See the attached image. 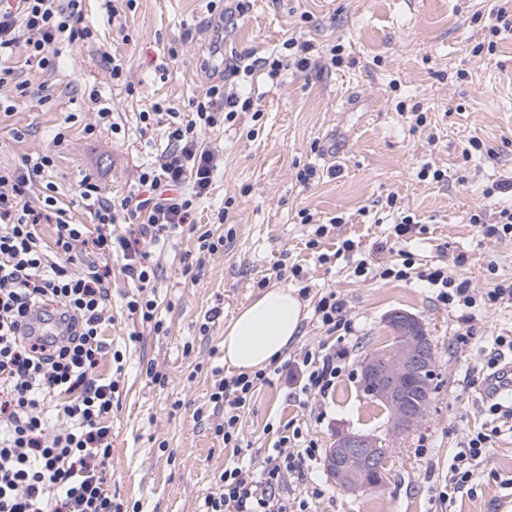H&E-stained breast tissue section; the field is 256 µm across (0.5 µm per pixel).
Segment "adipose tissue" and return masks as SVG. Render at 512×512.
Segmentation results:
<instances>
[{"label":"adipose tissue","instance_id":"1","mask_svg":"<svg viewBox=\"0 0 512 512\" xmlns=\"http://www.w3.org/2000/svg\"><path fill=\"white\" fill-rule=\"evenodd\" d=\"M305 317L296 289L278 285L239 308L224 328V362L252 373L278 360L295 340Z\"/></svg>","mask_w":512,"mask_h":512}]
</instances>
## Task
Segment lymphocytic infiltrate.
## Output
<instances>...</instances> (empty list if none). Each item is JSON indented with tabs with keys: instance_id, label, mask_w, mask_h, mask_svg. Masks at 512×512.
<instances>
[{
	"instance_id": "lymphocytic-infiltrate-1",
	"label": "lymphocytic infiltrate",
	"mask_w": 512,
	"mask_h": 512,
	"mask_svg": "<svg viewBox=\"0 0 512 512\" xmlns=\"http://www.w3.org/2000/svg\"><path fill=\"white\" fill-rule=\"evenodd\" d=\"M81 2L25 0L18 12L0 0V58H12L20 47L29 70L52 68L55 45L87 32ZM252 106L250 98L215 84L197 103L195 119L170 122L165 150L155 165L142 169L136 191L119 205L139 220L130 237L101 232L92 237L85 225L56 219L54 196H46L36 208L25 202L30 183L53 168L51 152L26 157L15 168H0V512H124L106 492L102 470L112 450L106 420L119 383L102 374L100 366L104 358L116 363L123 358L104 336L110 322L111 271L84 265L83 249L123 259L124 274L140 290L138 298L126 303L130 316L162 330L157 304L147 294L158 273L151 248L192 223L195 201L210 192L219 158L202 146L200 132L221 121L233 122L238 112ZM50 219L56 222V240L49 253L40 243L38 226ZM379 276L424 282L437 289L443 304L464 309L466 321L474 319L476 300L468 282L456 281L444 268L418 267L407 254ZM47 310L67 324L66 336L51 342L25 331L34 312ZM345 356L342 350L303 352L296 362L301 393L327 394ZM269 380V371L259 370L214 381L210 400L221 415L214 433L225 445H238L241 414L257 385ZM61 396L69 399L62 407L69 424L53 432L49 404ZM488 413L494 420L491 431L471 436L454 455L441 502H454L472 482L474 461L491 448L494 437L512 431V407L493 398ZM319 454L315 443L300 447L281 433L261 469L241 465L220 474L215 491L204 498V512H290L285 479L303 477Z\"/></svg>"
}]
</instances>
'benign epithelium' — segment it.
<instances>
[{
  "label": "benign epithelium",
  "instance_id": "obj_1",
  "mask_svg": "<svg viewBox=\"0 0 512 512\" xmlns=\"http://www.w3.org/2000/svg\"><path fill=\"white\" fill-rule=\"evenodd\" d=\"M386 323L393 333L389 344L371 352L360 370L361 390L384 406L389 433L398 438L418 428L426 419V401L410 400L413 388L426 396L436 367V349L422 321L396 310ZM388 444L381 437L362 431H341L325 456V469L339 489L355 494L373 483L386 481L382 469Z\"/></svg>",
  "mask_w": 512,
  "mask_h": 512
}]
</instances>
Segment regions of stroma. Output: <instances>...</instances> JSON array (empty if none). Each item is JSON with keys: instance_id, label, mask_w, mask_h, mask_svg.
<instances>
[{"instance_id": "obj_1", "label": "stroma", "mask_w": 512, "mask_h": 512, "mask_svg": "<svg viewBox=\"0 0 512 512\" xmlns=\"http://www.w3.org/2000/svg\"><path fill=\"white\" fill-rule=\"evenodd\" d=\"M496 0H83L87 37L59 46L58 65L29 75L31 89L16 99L13 83L0 85V167L53 148L56 166L28 196L36 203L53 191L66 218L91 224L79 198L83 179L104 197L120 201L136 187L141 170L167 145V118L144 124L161 104L191 119L198 100L216 84L217 63L252 62L285 55L294 37L311 45L316 67L282 71L274 79L257 71L244 90L259 117L206 129L204 146L224 160L209 195L196 201L197 226L223 236L204 273L182 274V256L196 235L181 229L160 244L154 296L162 331L127 318L123 297L136 287L122 262L100 257L112 271V322L105 335L124 350L122 367L104 359L101 371L120 372V395L107 420L112 452L105 461L107 492L125 512H199L225 467L238 460L212 429V371L223 367L224 327L262 286L292 285L278 267L300 266L308 311L296 340L278 359L280 375L258 386L241 417L240 440L253 466H261L279 429L302 432L327 449L340 430L388 434V418L359 389L363 359L389 343L387 315L410 312L436 345L435 391L426 421L391 440L388 480L378 492L347 494L316 464L306 481L287 479L289 498L307 500L310 512H442L438 494L453 455L485 430L482 368L496 336H512V305L481 295L512 281V239L484 236L471 214L493 212L512 198H489L492 183L512 175V31L497 39L495 54L475 57L484 21ZM341 45L343 62L328 63ZM123 74L113 77V64ZM109 107L97 135L86 125ZM65 136L54 146L55 133ZM499 146L496 157L463 160L471 137ZM342 155L326 160L332 148ZM448 171L444 183L419 180L424 165ZM316 172L309 183L297 179ZM415 213L418 224L398 246L396 211L388 195ZM331 225L315 238L300 210ZM317 248H309L311 239ZM355 241L353 257L338 254ZM407 248L418 266L446 267L478 294L475 319L442 304L418 282L355 276L358 260L370 268L399 263ZM327 262H319V254ZM336 290L347 302L351 333L328 331L314 313L322 293ZM137 342H129V334ZM346 348L347 366L328 395L295 397L286 375L305 350ZM166 375L151 381L147 367ZM451 512H512V436L502 435L478 460L471 492L458 494Z\"/></svg>"}]
</instances>
